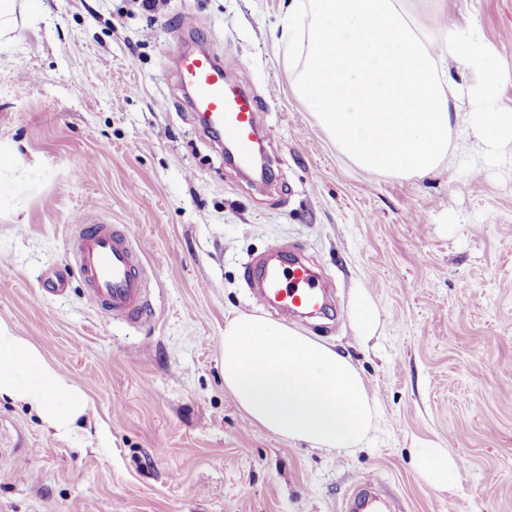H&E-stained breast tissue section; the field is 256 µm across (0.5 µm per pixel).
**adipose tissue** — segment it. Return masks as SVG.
<instances>
[{
    "label": "adipose tissue",
    "instance_id": "adipose-tissue-1",
    "mask_svg": "<svg viewBox=\"0 0 512 512\" xmlns=\"http://www.w3.org/2000/svg\"><path fill=\"white\" fill-rule=\"evenodd\" d=\"M417 0H291L288 58L294 88L337 148L357 167L390 176L422 174L448 153L465 118L489 153L512 133L499 104L512 73L494 62L475 26H419ZM467 74L446 78L449 63ZM224 387L254 426L326 451L367 439L375 407L351 362L333 346L255 315L224 326ZM30 404L67 432L87 403L42 353L0 323V397ZM418 470L438 489L454 484L446 449H416Z\"/></svg>",
    "mask_w": 512,
    "mask_h": 512
}]
</instances>
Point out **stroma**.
Masks as SVG:
<instances>
[{
    "label": "stroma",
    "mask_w": 512,
    "mask_h": 512,
    "mask_svg": "<svg viewBox=\"0 0 512 512\" xmlns=\"http://www.w3.org/2000/svg\"><path fill=\"white\" fill-rule=\"evenodd\" d=\"M289 0H22L0 41V321L87 401L58 435L0 398V512H342L378 483L399 512H512V137L491 156L454 126L425 175L355 167L292 88ZM512 71V0H441ZM198 29L188 37L184 17ZM224 60L263 106L272 182L241 176L186 105L180 50ZM144 249L138 324L87 299L77 216ZM302 248L336 309L305 335L362 374L376 418L361 448L327 452L251 425L224 389V324L275 319L247 288L254 257ZM364 295L378 321L363 339ZM447 449L439 490L414 449Z\"/></svg>",
    "instance_id": "35a3bbf8"
}]
</instances>
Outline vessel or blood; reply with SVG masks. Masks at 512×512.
Here are the masks:
<instances>
[{"label":"vessel or blood","instance_id":"1","mask_svg":"<svg viewBox=\"0 0 512 512\" xmlns=\"http://www.w3.org/2000/svg\"><path fill=\"white\" fill-rule=\"evenodd\" d=\"M177 75L189 92V106L206 126L219 127L226 141L237 149L239 168H247L258 140L261 109L250 94L229 88L223 62L209 54L185 53L177 60ZM72 240L79 273L89 300L104 314L138 321L148 306L142 269L143 250L111 224H90L77 218ZM259 285L255 302L274 305L282 321L294 320L298 310L323 308L314 276L303 263L288 272L261 261L254 265ZM354 512H375L378 496L366 481L357 482Z\"/></svg>","mask_w":512,"mask_h":512}]
</instances>
